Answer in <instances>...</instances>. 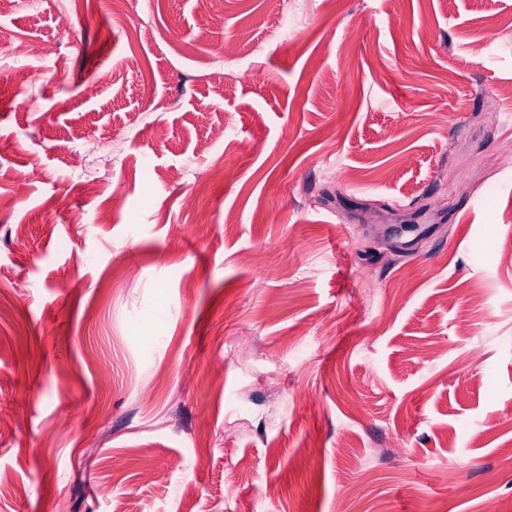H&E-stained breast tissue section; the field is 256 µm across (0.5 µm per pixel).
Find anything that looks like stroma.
Returning a JSON list of instances; mask_svg holds the SVG:
<instances>
[{
    "label": "stroma",
    "mask_w": 512,
    "mask_h": 512,
    "mask_svg": "<svg viewBox=\"0 0 512 512\" xmlns=\"http://www.w3.org/2000/svg\"><path fill=\"white\" fill-rule=\"evenodd\" d=\"M497 114L512 0H0V512H512ZM84 152L80 155L81 159V169H82V181L81 185L84 190L94 191L97 186V182L99 179L98 172L96 168L93 167L95 161L88 162L87 157L90 155L97 154L100 146L98 143L93 141H85L83 144Z\"/></svg>",
    "instance_id": "1"
}]
</instances>
